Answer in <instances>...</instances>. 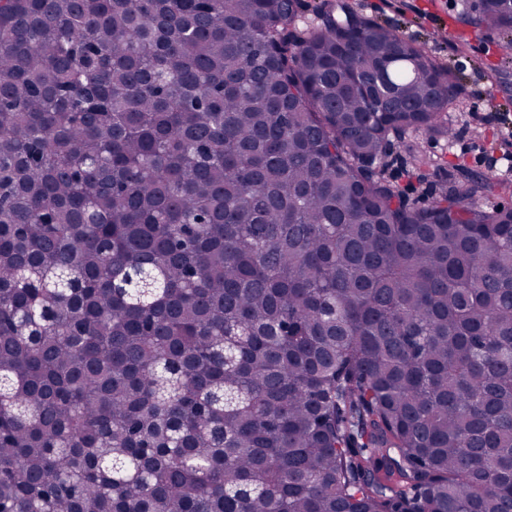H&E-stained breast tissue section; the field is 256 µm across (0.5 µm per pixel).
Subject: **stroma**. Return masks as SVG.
I'll list each match as a JSON object with an SVG mask.
<instances>
[{
    "mask_svg": "<svg viewBox=\"0 0 512 512\" xmlns=\"http://www.w3.org/2000/svg\"><path fill=\"white\" fill-rule=\"evenodd\" d=\"M362 17L414 40L437 63L452 72L458 93L448 109L456 133L447 139L417 133L395 143L394 163L385 172L412 206L427 207L448 181L471 173L505 180L503 139L512 133V85L496 76H512V55L503 54L497 34L467 25L462 0H348ZM428 162L411 169V156Z\"/></svg>",
    "mask_w": 512,
    "mask_h": 512,
    "instance_id": "35a3bbf8",
    "label": "stroma"
}]
</instances>
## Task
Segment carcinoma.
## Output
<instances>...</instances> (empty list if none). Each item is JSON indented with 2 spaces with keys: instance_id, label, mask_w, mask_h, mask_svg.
Segmentation results:
<instances>
[{
  "instance_id": "cac0c4a2",
  "label": "carcinoma",
  "mask_w": 512,
  "mask_h": 512,
  "mask_svg": "<svg viewBox=\"0 0 512 512\" xmlns=\"http://www.w3.org/2000/svg\"><path fill=\"white\" fill-rule=\"evenodd\" d=\"M298 7L0 0V512H512V209L410 206L452 74Z\"/></svg>"
}]
</instances>
